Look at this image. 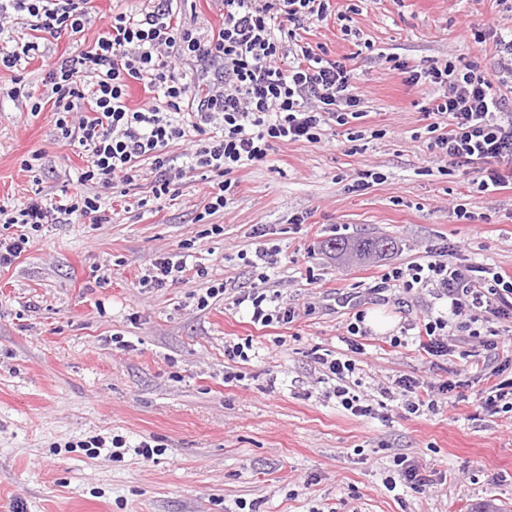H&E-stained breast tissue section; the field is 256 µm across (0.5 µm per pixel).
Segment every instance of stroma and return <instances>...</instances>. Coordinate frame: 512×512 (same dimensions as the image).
<instances>
[{"instance_id": "35a3bbf8", "label": "stroma", "mask_w": 512, "mask_h": 512, "mask_svg": "<svg viewBox=\"0 0 512 512\" xmlns=\"http://www.w3.org/2000/svg\"><path fill=\"white\" fill-rule=\"evenodd\" d=\"M83 32L38 41L33 58L0 71V202L75 192L80 148L58 141L53 114L27 112L47 94L43 61L91 45L112 15L138 0H93ZM334 14L309 21L305 42L352 55L364 115L361 140L344 128L322 143L282 141L266 162L236 172L223 211L207 214L210 184L195 177L162 203L145 188L120 194L87 185L110 210L108 224L75 217L46 224L25 252L0 268V501L10 512H512V412L478 414L470 390L434 412L392 408L387 420L356 417L329 397L318 354L346 352L351 309L381 311L390 331L363 338L360 390L378 398L401 376L433 384L464 364L494 371L512 357V323L496 348L458 332L452 356L431 365L389 341L437 301L433 290L375 293L384 267L407 266L444 245L466 263L512 276V187L480 191L429 149L422 108L428 85L398 68L476 62L498 78L493 40L466 27L512 30V0H332ZM352 37H343L342 28ZM34 159L33 169L24 160ZM381 174L366 190L349 187ZM278 249L269 286L296 306L286 328L260 329L223 298L197 306L205 282L250 287L242 260L254 225ZM221 233H213V226ZM382 237L371 262L337 259L335 239ZM190 252L207 281L144 288L156 258ZM353 308L341 306V296ZM251 339L245 362L224 346ZM242 380L225 382L230 372ZM101 441L90 447L91 438ZM121 447H113V439ZM154 447L143 457L140 442ZM437 480L425 490L392 486L395 457Z\"/></svg>"}]
</instances>
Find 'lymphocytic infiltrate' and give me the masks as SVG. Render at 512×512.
Masks as SVG:
<instances>
[{"mask_svg": "<svg viewBox=\"0 0 512 512\" xmlns=\"http://www.w3.org/2000/svg\"><path fill=\"white\" fill-rule=\"evenodd\" d=\"M143 14L113 15L105 32L86 50L49 64L43 84L53 100L56 135L78 146L87 157L83 184L102 188L134 187L149 180L153 201L176 194V184L202 170L217 173L208 204L215 213L226 206L235 183L232 175L249 164L264 161L280 141L320 143L324 132L361 119V99L354 91L353 69L345 59L330 56L324 46L301 45L288 49L295 29L309 20L322 21L330 13V0H223L224 21L219 30L202 35L175 21L174 0H147ZM91 0H0V24L14 15H28L33 31L58 36L82 32L91 18ZM501 49V75L491 80L479 66L448 62L409 70L407 83L434 87L424 108L429 148L474 175L481 191L495 192L512 185V37L497 36ZM204 66L221 61L224 79L219 87L199 96L183 73L182 61ZM142 82L150 98L140 107L128 104L130 81ZM185 142L182 165L168 153L172 142ZM150 170H143V161ZM91 217L107 224L98 195L84 192L50 202L34 198L10 211L0 206L5 223L19 225L21 234L0 238V268L25 252L34 233L46 224H69L74 216ZM265 227L252 232L256 248L248 266L253 287L228 292L213 285L200 296L229 295L232 307L244 308L250 322L262 327L292 323L295 307L269 291L275 248L266 244ZM452 252L440 250L430 259L406 267L385 269L375 291L398 287L405 291L434 288L441 305L416 322L411 337H391L395 347L415 345L431 362L448 357L449 328L480 337L493 324L512 321V280L490 268L452 261ZM202 266L187 256L155 259L141 281L146 288H164L203 277ZM365 315L353 313L346 322L348 352L336 358L319 355L317 364L335 379L332 394L339 405L357 417L376 416L377 410L353 387L357 370L358 339L364 336ZM462 380H444L436 389L400 377L381 395L401 402L411 413L433 411L439 396L459 388L461 382H480L481 373L462 368Z\"/></svg>", "mask_w": 512, "mask_h": 512, "instance_id": "1", "label": "lymphocytic infiltrate"}]
</instances>
